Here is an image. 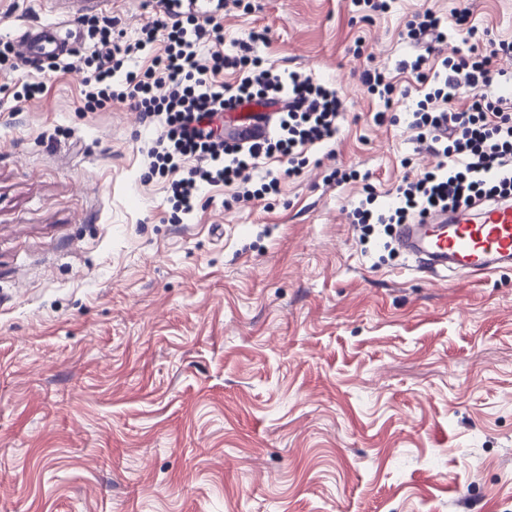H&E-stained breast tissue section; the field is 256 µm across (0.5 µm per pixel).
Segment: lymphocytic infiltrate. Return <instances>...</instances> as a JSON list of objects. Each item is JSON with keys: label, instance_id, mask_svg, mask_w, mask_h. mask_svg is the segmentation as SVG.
I'll use <instances>...</instances> for the list:
<instances>
[{"label": "lymphocytic infiltrate", "instance_id": "1", "mask_svg": "<svg viewBox=\"0 0 512 512\" xmlns=\"http://www.w3.org/2000/svg\"><path fill=\"white\" fill-rule=\"evenodd\" d=\"M163 16L145 23L139 38L128 42L115 35L111 21H87L102 45L85 57L83 111L129 103L157 135L146 151L149 176L169 178L176 210L191 214L203 187L233 188L236 201L263 199L275 192L281 175L295 176L307 162L309 147L335 138L343 117L335 88L296 71L275 70L254 55L249 43L236 53L220 51L224 28L200 23L183 14L172 0H158ZM470 0H463L449 20L432 10L415 13L402 36L411 42L442 43L449 32L469 26ZM215 44L201 56L202 43ZM147 56V67L131 70L129 59ZM512 56V42L499 41L483 53L470 46L466 53L444 57L432 68L428 55L402 62L424 94L416 103L411 126L419 141L434 144L441 160L422 176L404 177L389 201L378 203L375 193L352 210L354 223L373 232L375 225L407 224L416 217L456 209L473 199L512 196V96L492 98L488 87L499 83L500 58ZM238 71L237 85L221 82L226 70ZM469 101L458 107L460 89ZM263 100L279 112L268 133L247 142L225 140L224 111L243 101ZM284 160L285 172L267 171L262 183L252 172L260 161Z\"/></svg>", "mask_w": 512, "mask_h": 512}]
</instances>
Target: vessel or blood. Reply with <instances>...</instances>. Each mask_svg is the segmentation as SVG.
Returning a JSON list of instances; mask_svg holds the SVG:
<instances>
[{
	"instance_id": "1",
	"label": "vessel or blood",
	"mask_w": 512,
	"mask_h": 512,
	"mask_svg": "<svg viewBox=\"0 0 512 512\" xmlns=\"http://www.w3.org/2000/svg\"><path fill=\"white\" fill-rule=\"evenodd\" d=\"M49 7L72 19L109 11L112 0H49ZM18 43L27 62L56 58L74 49L55 25L26 29ZM394 242L418 269L440 268L475 276L492 272L512 265V201L481 199L465 209L431 213L421 222L401 225Z\"/></svg>"
}]
</instances>
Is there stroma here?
I'll list each match as a JSON object with an SVG mask.
<instances>
[{"mask_svg":"<svg viewBox=\"0 0 512 512\" xmlns=\"http://www.w3.org/2000/svg\"><path fill=\"white\" fill-rule=\"evenodd\" d=\"M457 5L222 7L225 53L247 41L335 84L345 118L278 194L210 187L178 224L128 104L80 111L66 55L0 72V512H512V267L419 271L349 217L366 187L384 198L437 165L400 32ZM158 15L112 0L130 40ZM473 17L512 41V0ZM56 21L0 0V42ZM368 66L402 91L396 123L373 119Z\"/></svg>","mask_w":512,"mask_h":512,"instance_id":"35a3bbf8","label":"stroma"}]
</instances>
